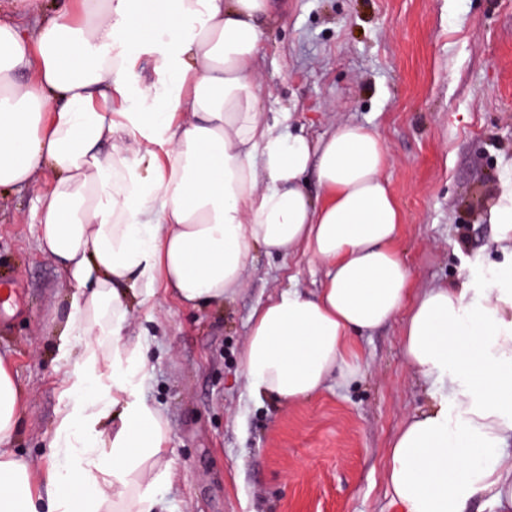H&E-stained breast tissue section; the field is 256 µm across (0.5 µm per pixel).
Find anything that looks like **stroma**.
Instances as JSON below:
<instances>
[{"instance_id":"obj_1","label":"stroma","mask_w":512,"mask_h":512,"mask_svg":"<svg viewBox=\"0 0 512 512\" xmlns=\"http://www.w3.org/2000/svg\"><path fill=\"white\" fill-rule=\"evenodd\" d=\"M258 60L261 109L288 111L317 140L349 122L376 131L391 162L397 247L415 291L459 283L505 261L487 220L512 165V0H273ZM51 175L0 190V280L17 288L0 311V348L27 393L18 457L36 461L43 490L48 444L67 404L68 361L53 336L71 293L35 236L34 205ZM325 273L302 250L254 252L223 308L155 299L136 316L151 379L142 396L171 427L168 512H398L387 481L389 442L426 409L430 386L404 362L402 321L354 337L366 370L330 381L295 405L249 392L240 355L254 310L281 289L316 293Z\"/></svg>"}]
</instances>
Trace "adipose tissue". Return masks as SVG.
I'll use <instances>...</instances> for the list:
<instances>
[{
  "label": "adipose tissue",
  "mask_w": 512,
  "mask_h": 512,
  "mask_svg": "<svg viewBox=\"0 0 512 512\" xmlns=\"http://www.w3.org/2000/svg\"><path fill=\"white\" fill-rule=\"evenodd\" d=\"M270 0H59L29 32L0 17V188L52 173L36 199L41 248L72 286L57 350L81 353L49 443L45 493L12 449L22 390L0 357V512H162L170 427L135 311L159 289L221 307L254 251L303 247L325 272L255 309L241 354L250 393L283 404L364 372L353 336L403 316L405 362L432 391L390 442L400 512H512V258L415 296L396 248L401 215L380 135L342 123L309 141L260 109ZM151 31L158 82L140 83L133 20ZM324 192L314 200L306 174ZM488 220L512 251V173Z\"/></svg>",
  "instance_id": "ef3b65f1"
}]
</instances>
